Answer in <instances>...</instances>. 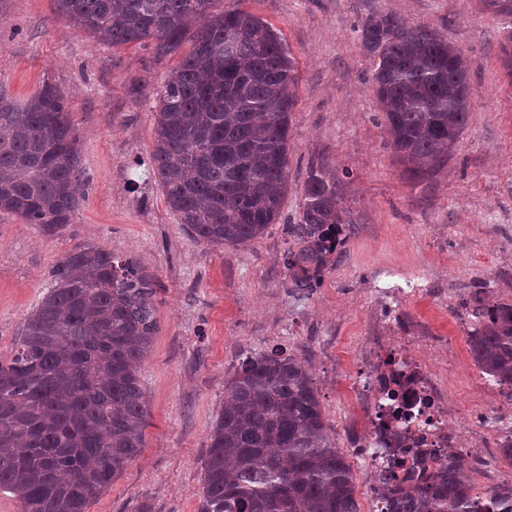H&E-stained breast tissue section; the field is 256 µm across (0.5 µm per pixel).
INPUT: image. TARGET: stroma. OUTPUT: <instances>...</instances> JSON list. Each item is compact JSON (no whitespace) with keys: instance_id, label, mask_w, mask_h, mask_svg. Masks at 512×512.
<instances>
[{"instance_id":"35a3bbf8","label":"stroma","mask_w":512,"mask_h":512,"mask_svg":"<svg viewBox=\"0 0 512 512\" xmlns=\"http://www.w3.org/2000/svg\"><path fill=\"white\" fill-rule=\"evenodd\" d=\"M247 10L271 24L299 73L288 137V192L278 224L259 241L220 249L195 240L168 210L161 186L134 169L149 159L157 93L190 52L158 59L152 46L115 48L62 19L57 0H0V92L24 103L43 84L67 97L82 139L86 201L68 228L45 236L0 212V356H8L51 285V268L83 243L133 259L157 284L159 331L140 366L148 416L144 447L90 512H198L208 433L224 408V382L257 349L287 344L305 360L337 448L357 487L363 429L344 376L350 347L369 335L380 288L392 269L426 282L399 302L401 328L438 368L475 423L458 439L482 449L476 491L512 481L479 418L493 392L469 353L460 297L486 284L512 300V81L501 63V17L482 0H214L213 12ZM374 13L431 27L469 66L473 113L447 166L412 182L392 151L376 106L359 27ZM327 163L344 183L356 230L321 288H292L282 264L284 227L296 221L310 164ZM451 340L453 358L440 350Z\"/></svg>"}]
</instances>
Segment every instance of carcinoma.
<instances>
[{"instance_id":"obj_1","label":"carcinoma","mask_w":512,"mask_h":512,"mask_svg":"<svg viewBox=\"0 0 512 512\" xmlns=\"http://www.w3.org/2000/svg\"><path fill=\"white\" fill-rule=\"evenodd\" d=\"M213 0H58L62 18L114 48L156 42L190 53L158 92L150 166L169 211L218 248L257 242L288 191L296 61L280 33ZM512 24V0H484ZM361 44L390 145L409 179L434 178L472 108L467 62L437 31L368 16ZM232 54H224V43ZM79 135L67 98L45 84L19 105L0 94V211L56 236L86 201ZM342 181L309 168L299 218L285 225L283 267L312 292L354 231ZM477 367L512 392V301L475 285L462 301ZM156 283L132 260L84 244L51 270V288L0 357V490L21 512H88L144 447L138 367L159 330ZM199 512H360L350 464L336 448L308 364L281 347L247 356L224 381L211 426ZM392 454L384 512H512V485L479 494L470 458L448 449Z\"/></svg>"}]
</instances>
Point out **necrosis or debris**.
Returning <instances> with one entry per match:
<instances>
[{
    "mask_svg": "<svg viewBox=\"0 0 512 512\" xmlns=\"http://www.w3.org/2000/svg\"><path fill=\"white\" fill-rule=\"evenodd\" d=\"M396 321L393 304H385L372 313V333L354 351L350 374V389L367 428L361 455L371 472L367 493L372 498L387 478L383 445L388 433H402L410 442L418 441L423 447L434 449L435 462L442 465L447 463L448 450L455 447L458 433L470 427L468 420L459 414L446 378L412 351L410 337L380 334L381 326ZM387 367L410 378V389L417 395V402L411 409L413 418L408 423L391 419L390 403L379 392V377Z\"/></svg>",
    "mask_w": 512,
    "mask_h": 512,
    "instance_id": "necrosis-or-debris-1",
    "label": "necrosis or debris"
}]
</instances>
